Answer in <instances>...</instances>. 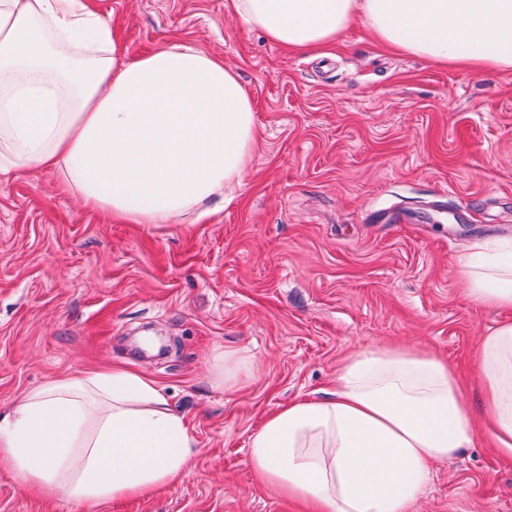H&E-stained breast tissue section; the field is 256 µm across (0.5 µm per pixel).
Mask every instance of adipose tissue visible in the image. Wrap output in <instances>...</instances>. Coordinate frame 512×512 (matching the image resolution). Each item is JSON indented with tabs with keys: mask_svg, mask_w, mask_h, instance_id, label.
<instances>
[{
	"mask_svg": "<svg viewBox=\"0 0 512 512\" xmlns=\"http://www.w3.org/2000/svg\"><path fill=\"white\" fill-rule=\"evenodd\" d=\"M250 26L319 52L359 23L384 46L443 66L512 69V0H231ZM256 141L252 100L221 58L172 44L122 60L114 27L84 0H0V173L40 167L84 205L128 224H169L229 201ZM467 298L512 309V236L473 243ZM475 362L492 441L512 455V320ZM255 366L216 351L230 390ZM459 378L427 349L348 356L327 398L270 414L248 462L320 512H409L433 462L471 447ZM194 440L156 383L116 367L49 380L0 416V460L51 496L106 502L181 478Z\"/></svg>",
	"mask_w": 512,
	"mask_h": 512,
	"instance_id": "1",
	"label": "adipose tissue"
}]
</instances>
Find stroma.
I'll use <instances>...</instances> for the list:
<instances>
[{"instance_id": "obj_1", "label": "stroma", "mask_w": 512, "mask_h": 512, "mask_svg": "<svg viewBox=\"0 0 512 512\" xmlns=\"http://www.w3.org/2000/svg\"><path fill=\"white\" fill-rule=\"evenodd\" d=\"M122 58L185 43L235 71L257 141L235 198L192 224H122L53 171L0 175V414L28 389L115 365L150 377L195 446L184 476L101 504L48 496L0 463V512H313L248 463L266 417L320 399L348 355L447 359L483 428L477 346L505 314L470 302L472 242L512 236V69L444 67L351 26L316 58L230 0H86ZM252 377L215 386L212 355ZM410 512H512V455L485 438L432 466ZM255 366L249 356L237 351L217 350L212 357V376L217 386L230 390L249 379Z\"/></svg>"}]
</instances>
